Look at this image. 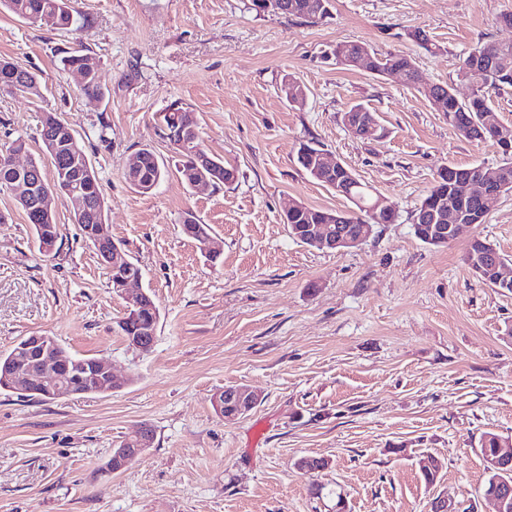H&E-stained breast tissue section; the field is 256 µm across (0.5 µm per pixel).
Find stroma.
Listing matches in <instances>:
<instances>
[{
  "instance_id": "obj_1",
  "label": "stroma",
  "mask_w": 512,
  "mask_h": 512,
  "mask_svg": "<svg viewBox=\"0 0 512 512\" xmlns=\"http://www.w3.org/2000/svg\"><path fill=\"white\" fill-rule=\"evenodd\" d=\"M312 22L256 14L250 0H78L83 35L38 27L0 10V59L38 73L43 96L0 95V143L24 138L50 167L39 136L51 111L69 125L96 170L112 239L142 269L159 307L154 346L117 332L126 303L66 206L56 256L41 254L12 193L0 190V354L21 338L54 337L112 366L114 391L52 401L0 390V512H429L442 495L492 512L480 439H512V294L465 261L476 239L512 259V192L483 223L432 246L412 211L438 169L502 161L470 141L398 75L322 64L351 42L406 54L432 83L453 84L478 44L512 42L498 22L512 0H333ZM425 29L437 49L409 34ZM83 39L99 62L102 99L82 95L60 53ZM305 87L303 103L280 91ZM179 101L195 113L206 149L238 171L220 191L170 173L148 194L124 178L129 158L176 154L157 116ZM361 103L380 127L353 136L343 111ZM312 143L354 170L397 219L359 247L325 251L293 239L282 217L295 202L345 211L350 202L296 162ZM193 211L222 241L209 262L181 231ZM245 384L260 403L227 421L214 394ZM146 455L104 466L141 426ZM443 464L426 485L419 460ZM327 459L317 474L301 458Z\"/></svg>"
}]
</instances>
